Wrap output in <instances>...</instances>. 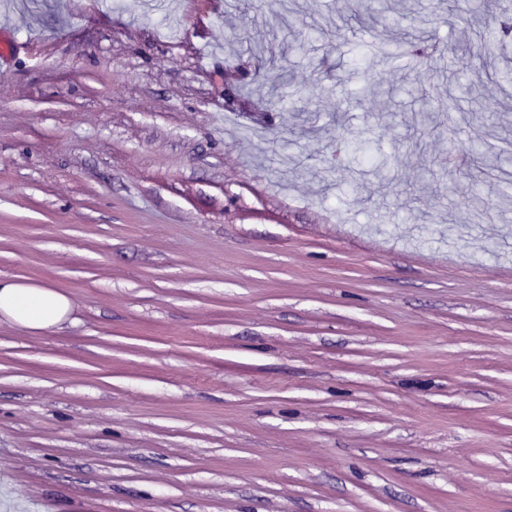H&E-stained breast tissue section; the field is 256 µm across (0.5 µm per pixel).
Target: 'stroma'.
Wrapping results in <instances>:
<instances>
[{
	"mask_svg": "<svg viewBox=\"0 0 512 512\" xmlns=\"http://www.w3.org/2000/svg\"><path fill=\"white\" fill-rule=\"evenodd\" d=\"M340 2L0 0V278L72 303L0 319V512H512V105L388 93L512 4L408 0L447 66Z\"/></svg>",
	"mask_w": 512,
	"mask_h": 512,
	"instance_id": "1",
	"label": "stroma"
}]
</instances>
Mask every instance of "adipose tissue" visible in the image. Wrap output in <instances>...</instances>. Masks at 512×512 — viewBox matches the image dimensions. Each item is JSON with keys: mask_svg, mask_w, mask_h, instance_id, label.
Here are the masks:
<instances>
[{"mask_svg": "<svg viewBox=\"0 0 512 512\" xmlns=\"http://www.w3.org/2000/svg\"><path fill=\"white\" fill-rule=\"evenodd\" d=\"M72 306L68 297L50 289L14 280H0V317L28 330H44L65 322Z\"/></svg>", "mask_w": 512, "mask_h": 512, "instance_id": "adipose-tissue-1", "label": "adipose tissue"}]
</instances>
